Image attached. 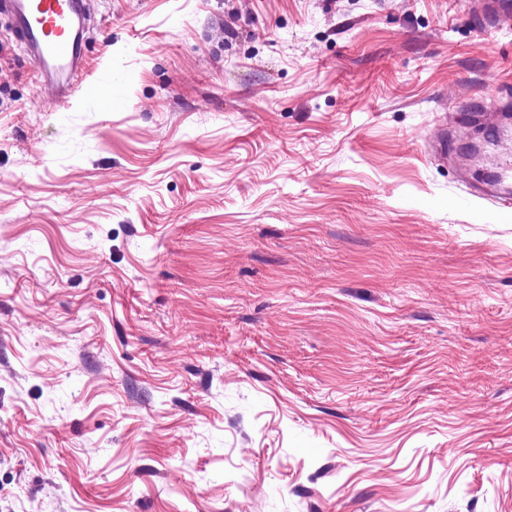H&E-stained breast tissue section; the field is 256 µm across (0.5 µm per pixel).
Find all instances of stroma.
<instances>
[{
  "label": "stroma",
  "mask_w": 512,
  "mask_h": 512,
  "mask_svg": "<svg viewBox=\"0 0 512 512\" xmlns=\"http://www.w3.org/2000/svg\"><path fill=\"white\" fill-rule=\"evenodd\" d=\"M0 15V512H512V0ZM23 52L57 99L68 101L86 78L84 0H1Z\"/></svg>",
  "instance_id": "obj_1"
}]
</instances>
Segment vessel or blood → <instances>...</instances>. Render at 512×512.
<instances>
[{"label":"vessel or blood","mask_w":512,"mask_h":512,"mask_svg":"<svg viewBox=\"0 0 512 512\" xmlns=\"http://www.w3.org/2000/svg\"><path fill=\"white\" fill-rule=\"evenodd\" d=\"M0 12L11 16L18 44L43 83L68 101L87 73L84 0H0Z\"/></svg>","instance_id":"1"}]
</instances>
